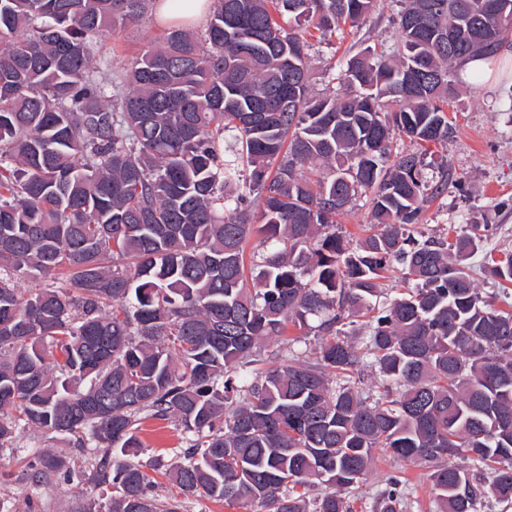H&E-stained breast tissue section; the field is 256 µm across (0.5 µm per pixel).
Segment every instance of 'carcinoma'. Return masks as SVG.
Listing matches in <instances>:
<instances>
[{
  "instance_id": "cac0c4a2",
  "label": "carcinoma",
  "mask_w": 512,
  "mask_h": 512,
  "mask_svg": "<svg viewBox=\"0 0 512 512\" xmlns=\"http://www.w3.org/2000/svg\"><path fill=\"white\" fill-rule=\"evenodd\" d=\"M150 2L0 0V449L35 432L99 448L89 471L23 458L36 486L100 490L73 512H352L378 451L432 464V512L512 503V309L472 276L481 225L415 236L448 178L392 147L453 135L456 72L499 52L512 0H396L400 49L352 55L328 95L306 34L378 0H212L201 33L172 26L120 71L95 61ZM363 192L378 230L352 247L336 216ZM254 232L270 249L248 264ZM395 268L406 292L378 306ZM483 269L512 285V253ZM290 325L311 356L260 367ZM148 418L184 431L168 499L136 461ZM407 495L391 479L377 512Z\"/></svg>"
}]
</instances>
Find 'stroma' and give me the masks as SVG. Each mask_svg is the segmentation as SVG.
<instances>
[{"mask_svg":"<svg viewBox=\"0 0 512 512\" xmlns=\"http://www.w3.org/2000/svg\"><path fill=\"white\" fill-rule=\"evenodd\" d=\"M392 0H381L378 8L360 26L345 28L335 38L311 37L309 81L318 92L329 89L333 68L365 46L391 49L397 42L390 22ZM166 26L155 14L106 33L101 56L113 68L124 66L148 44L157 43ZM492 74L475 85L463 80L460 92L448 104L455 132L446 143L429 145L427 176L447 173L448 187L425 211L421 231L444 235L467 224L491 228L486 249L512 251V41L490 60ZM144 451L139 460L156 481L155 491L165 498L174 487L163 476L167 466L180 457L182 433L174 422L154 419L142 424ZM30 445L21 437L16 450L0 452V507L5 512H27L35 504L38 512H69L72 505L95 497L92 484L73 480L42 487L34 486L22 459ZM428 468L376 454L372 468L348 500L353 512H373V501L388 477L396 475L413 487L406 512H430L433 499Z\"/></svg>","mask_w":512,"mask_h":512,"instance_id":"1","label":"stroma"}]
</instances>
